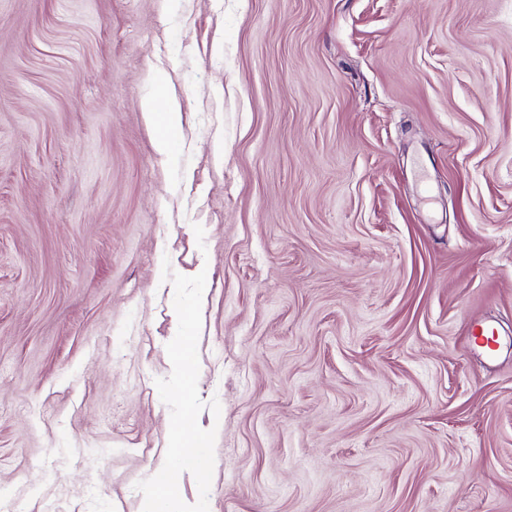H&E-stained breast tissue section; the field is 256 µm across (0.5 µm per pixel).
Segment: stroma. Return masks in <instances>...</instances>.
<instances>
[{
    "mask_svg": "<svg viewBox=\"0 0 512 512\" xmlns=\"http://www.w3.org/2000/svg\"><path fill=\"white\" fill-rule=\"evenodd\" d=\"M187 414L202 512H512V0H0V503ZM151 81L154 86V92L150 97H146L143 102V108L149 115V118L156 121L160 130H169L180 125L182 115L179 109L171 104L165 112H155L156 97L167 81L166 73L162 70H155L151 75ZM176 316L181 323V329L177 333V337L171 345V358L173 364V370L176 374L179 384L186 387L190 383L189 366L185 351L189 342V336H191L190 321L191 316L188 310L180 309Z\"/></svg>",
    "mask_w": 512,
    "mask_h": 512,
    "instance_id": "1",
    "label": "stroma"
}]
</instances>
